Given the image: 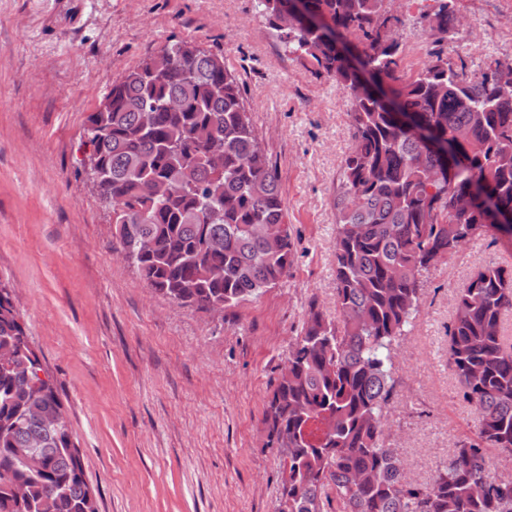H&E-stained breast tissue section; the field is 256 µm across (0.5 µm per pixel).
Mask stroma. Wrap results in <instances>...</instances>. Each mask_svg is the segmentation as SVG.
Listing matches in <instances>:
<instances>
[{"instance_id": "obj_1", "label": "stroma", "mask_w": 512, "mask_h": 512, "mask_svg": "<svg viewBox=\"0 0 512 512\" xmlns=\"http://www.w3.org/2000/svg\"><path fill=\"white\" fill-rule=\"evenodd\" d=\"M403 0L401 67L433 52L481 73L512 60V0H457L441 46ZM179 40L223 52L279 173L297 249L288 277L223 316L155 294L117 252L83 165L86 119L127 71ZM352 144L347 95L284 52L258 0H0V280L57 383L99 512H276L267 398L310 303L334 314L333 191ZM512 263L479 237L425 283L395 360L388 442L417 481L478 421L448 369L455 289Z\"/></svg>"}]
</instances>
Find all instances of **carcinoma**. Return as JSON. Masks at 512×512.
Here are the masks:
<instances>
[{"label": "carcinoma", "mask_w": 512, "mask_h": 512, "mask_svg": "<svg viewBox=\"0 0 512 512\" xmlns=\"http://www.w3.org/2000/svg\"><path fill=\"white\" fill-rule=\"evenodd\" d=\"M389 0H260L284 50L347 93L352 147L334 191L336 316L305 313L266 402L281 456L277 512H512V265L479 268L453 297L448 370L479 428L418 483L386 444L395 345L412 331L439 260L492 233L512 241V62L479 76L435 53L401 71ZM438 42L453 0L419 16ZM115 237L155 293L234 307L287 277L295 244L279 176L224 56L176 42L148 56L86 124ZM0 512H98L80 448L56 422L51 376L0 283Z\"/></svg>", "instance_id": "cac0c4a2"}]
</instances>
